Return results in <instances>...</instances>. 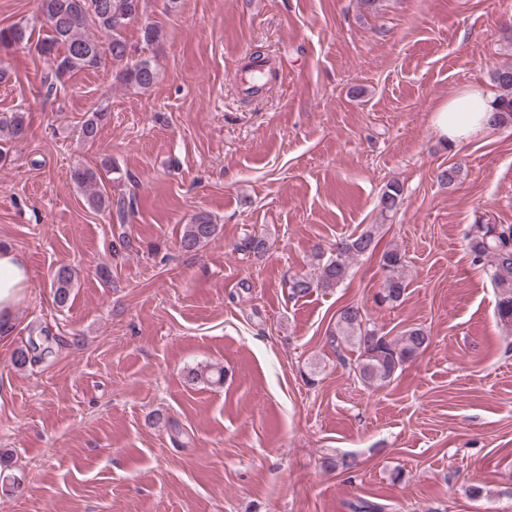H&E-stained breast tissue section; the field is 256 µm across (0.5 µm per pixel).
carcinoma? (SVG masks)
<instances>
[{"label":"carcinoma","mask_w":512,"mask_h":512,"mask_svg":"<svg viewBox=\"0 0 512 512\" xmlns=\"http://www.w3.org/2000/svg\"><path fill=\"white\" fill-rule=\"evenodd\" d=\"M148 0H39L37 20L47 28L46 36L36 41L37 52L48 57L54 66L53 75L59 84L71 73L99 67L106 58L119 66L117 81L125 88L139 93L150 91L159 81L157 64L146 57L129 61L130 48L123 37L126 25L146 11ZM34 28L14 24L0 29V47L27 46ZM493 82L502 90L498 108L493 116V127L512 124V65L501 66L491 74ZM105 109L91 112L81 126L86 140L94 139ZM26 132L22 112L0 116V141H14ZM111 160L102 162V169L77 167L72 179L83 192L87 206L94 211L116 213L119 223H125L133 202L124 195L112 196L109 188L121 177L104 179L103 173H112ZM402 204L401 188L396 183L386 186L380 197L381 211L394 212ZM218 225L206 213H197L184 225L180 249L196 251L215 237ZM468 245L473 261L487 262L492 281L498 292L497 315L512 329V224H473L468 234ZM377 246L375 233L367 229L358 236L342 238L334 244L332 254L323 258L316 253L318 274L296 276L289 281L290 295L304 296L313 289H333L347 278L350 263L374 252ZM385 282L378 294L381 302L389 305L402 302L408 283L404 276L405 261L397 250L386 251L381 257ZM74 270L66 265L58 267L52 277V287L58 304L65 305L74 285ZM328 341L338 350L345 346L356 349L353 372L367 387L378 389L394 380L403 365L425 351L431 336L421 328H411L403 335L389 339L370 322L368 313L357 305L344 307L336 319V326L329 330ZM37 346L19 348L14 352L13 365L18 369L36 361ZM191 380H204L213 384L224 382L221 368H197L189 371Z\"/></svg>","instance_id":"carcinoma-1"}]
</instances>
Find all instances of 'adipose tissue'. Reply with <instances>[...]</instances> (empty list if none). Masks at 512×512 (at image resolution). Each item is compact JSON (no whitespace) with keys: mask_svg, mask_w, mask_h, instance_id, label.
<instances>
[{"mask_svg":"<svg viewBox=\"0 0 512 512\" xmlns=\"http://www.w3.org/2000/svg\"><path fill=\"white\" fill-rule=\"evenodd\" d=\"M492 92L480 86L465 87L438 106L432 117L435 133L453 145L469 141L479 133L491 130V119L497 109ZM30 283L25 261L8 248L0 249V335H9L16 310Z\"/></svg>","mask_w":512,"mask_h":512,"instance_id":"obj_1","label":"adipose tissue"}]
</instances>
